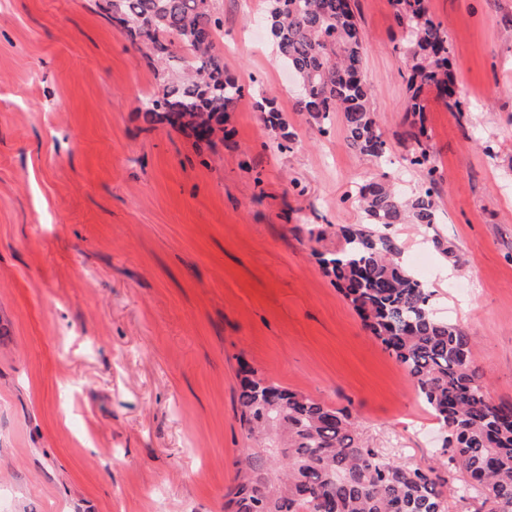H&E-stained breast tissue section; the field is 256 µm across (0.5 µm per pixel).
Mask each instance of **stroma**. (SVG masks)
Returning <instances> with one entry per match:
<instances>
[{
    "mask_svg": "<svg viewBox=\"0 0 512 512\" xmlns=\"http://www.w3.org/2000/svg\"><path fill=\"white\" fill-rule=\"evenodd\" d=\"M212 5L246 94L208 146L145 121L141 100L161 87L97 0H0V512H224L248 445L244 365L349 410L401 462L448 465L415 382L315 256L362 223L358 184L420 181L399 138L408 92L390 0L354 7L383 166L351 147L341 113L323 135L297 110L262 0ZM426 7L469 110L427 93L438 222L389 232L404 266L428 253L440 314L473 336L491 397L511 403L512 0ZM264 98L290 148L256 110ZM258 112H262L264 123L272 129L281 132V138L289 143L292 140V133L288 131V122L283 118L282 112L276 107L273 100L264 99L256 102Z\"/></svg>",
    "mask_w": 512,
    "mask_h": 512,
    "instance_id": "stroma-1",
    "label": "stroma"
}]
</instances>
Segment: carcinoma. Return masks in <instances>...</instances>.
I'll return each instance as SVG.
<instances>
[{
    "label": "carcinoma",
    "mask_w": 512,
    "mask_h": 512,
    "mask_svg": "<svg viewBox=\"0 0 512 512\" xmlns=\"http://www.w3.org/2000/svg\"><path fill=\"white\" fill-rule=\"evenodd\" d=\"M407 52L410 93L405 121L415 148L407 158L422 175L407 197L370 180L358 187L365 222L343 230L345 246L320 255L325 273L361 317L365 328L415 381L421 402L446 432L440 472L398 461L364 442L351 414L270 381L251 368L240 372L238 420L249 441L278 450L247 448L236 461L224 512H448V496L473 512H512V404L497 402L472 362L473 338L438 315L434 294L399 263L402 248L375 230L438 221L434 193L438 166L423 122V93L432 90L454 112L456 96L447 33L425 0H391ZM278 61L299 80V111L317 125L343 113L351 146L380 163L388 147L369 105L363 73L366 39L353 0H264ZM103 10L132 46L160 66L185 63L174 79L155 72L162 93L143 103L150 122L196 132L224 121L244 87L224 69L210 0H106ZM188 50L190 57L182 55ZM264 123L292 133L274 101L255 103Z\"/></svg>",
    "instance_id": "obj_1"
}]
</instances>
